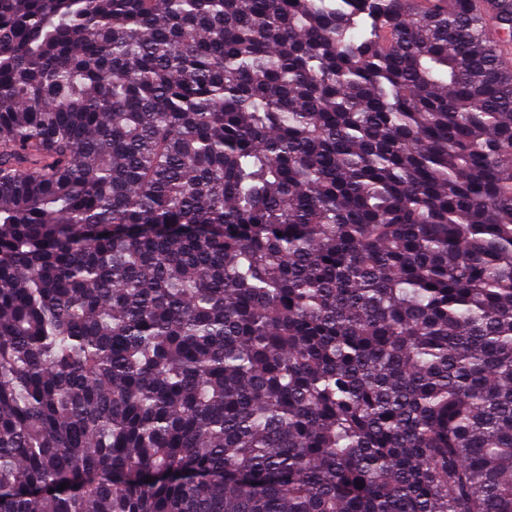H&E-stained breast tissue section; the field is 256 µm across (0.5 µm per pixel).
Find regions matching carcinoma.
<instances>
[{"mask_svg": "<svg viewBox=\"0 0 512 512\" xmlns=\"http://www.w3.org/2000/svg\"><path fill=\"white\" fill-rule=\"evenodd\" d=\"M511 31L0 0V512H512Z\"/></svg>", "mask_w": 512, "mask_h": 512, "instance_id": "cac0c4a2", "label": "carcinoma"}]
</instances>
